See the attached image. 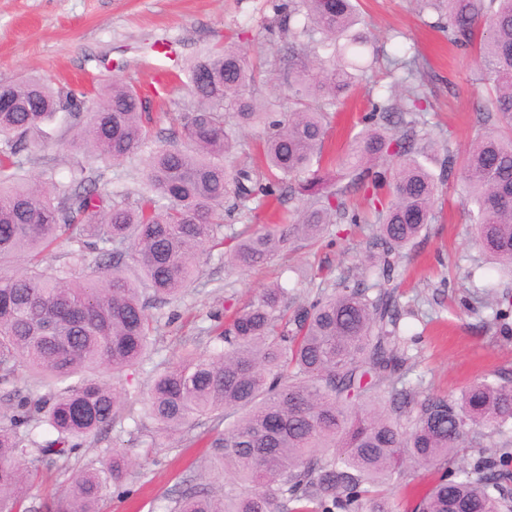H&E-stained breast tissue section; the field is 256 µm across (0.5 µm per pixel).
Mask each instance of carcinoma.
<instances>
[{
    "label": "carcinoma",
    "instance_id": "carcinoma-1",
    "mask_svg": "<svg viewBox=\"0 0 512 512\" xmlns=\"http://www.w3.org/2000/svg\"><path fill=\"white\" fill-rule=\"evenodd\" d=\"M268 27L288 34V52L267 58L226 42L187 64L190 103L170 125H154L144 98L117 81L99 101L44 79L0 84V379L24 367L55 391L24 396L0 415V512H19L27 478L47 455L75 453L125 418L151 420L170 435L203 420L209 486L191 475L167 512H392L395 476L445 463L462 448L512 447V379L473 381L456 398L401 384L403 309L393 272L403 250L437 219L439 184L456 176L476 242L512 274V0H419L451 43L483 63L478 111L498 126L462 156L438 148L424 120L428 99L418 56L389 61L395 94L358 118L357 147L343 161L349 182L326 168L332 114L362 80L358 0H269ZM288 92L264 97L275 80ZM79 124L81 145L110 163L140 154L138 187L99 191L101 174L78 162L68 181L23 174L21 152L56 113ZM259 132L252 145L242 134ZM363 193L375 216L359 278L310 302L276 283L229 319L216 312L207 355L187 349L157 372L140 407L97 377H117L149 357L159 325L153 301L178 298L201 256L232 242L225 263L264 265L288 246L317 243L332 224H359L347 195ZM301 195L289 224H257L258 210ZM249 222L224 237V204ZM65 242L48 272L44 253ZM96 254L86 270L87 254ZM138 267L133 279L127 260ZM18 261L25 268L5 273ZM47 425L56 438L31 447ZM138 463L120 448L80 469L47 512H99L108 487H123ZM509 456H481L454 480L440 477L412 512H512L504 484Z\"/></svg>",
    "mask_w": 512,
    "mask_h": 512
}]
</instances>
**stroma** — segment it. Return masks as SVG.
Returning a JSON list of instances; mask_svg holds the SVG:
<instances>
[{
	"label": "stroma",
	"mask_w": 512,
	"mask_h": 512,
	"mask_svg": "<svg viewBox=\"0 0 512 512\" xmlns=\"http://www.w3.org/2000/svg\"><path fill=\"white\" fill-rule=\"evenodd\" d=\"M361 9L371 35L366 55L426 59L431 108L425 117L443 130L450 151H465L485 131L476 114L481 69L475 53L449 45L446 33L434 28V15L419 11L415 0H361ZM269 14L267 0H0V83L39 76L93 98L117 78L146 91L150 112H179L191 101L186 88L171 82L150 91L152 73L187 64L243 30L249 35L248 52L286 46L279 32L267 30ZM394 82L384 67L369 72L367 84L357 87L336 121L328 141L331 154L352 152L368 96L390 95ZM46 131L43 144L24 152L26 170L47 171L65 181L80 162L102 172L99 187L107 192L140 180L142 160L113 164L80 148L78 128L67 113H59ZM441 202L438 220L405 250L395 278L400 303L410 311L401 322L404 381L425 393L454 397L478 377L512 374V275L492 268L475 243L457 179L446 182ZM368 235L346 224L316 245L300 244L246 271L225 265L223 249L205 253L184 294L153 307L161 327L156 351L126 370L119 387L132 400H143L153 373L175 362L185 348L209 353L211 315L225 299L241 307L259 288L278 282L310 301L340 274H357ZM314 266L323 268L324 277L311 278ZM496 316L501 319L497 325L492 322ZM111 448L138 456L141 466L125 489L107 491L101 512H163L177 496L182 477L208 452L192 432L166 439L151 421L125 419L87 440L71 457L48 456L42 482L25 494L24 512H46L73 469Z\"/></svg>",
	"instance_id": "stroma-1"
}]
</instances>
